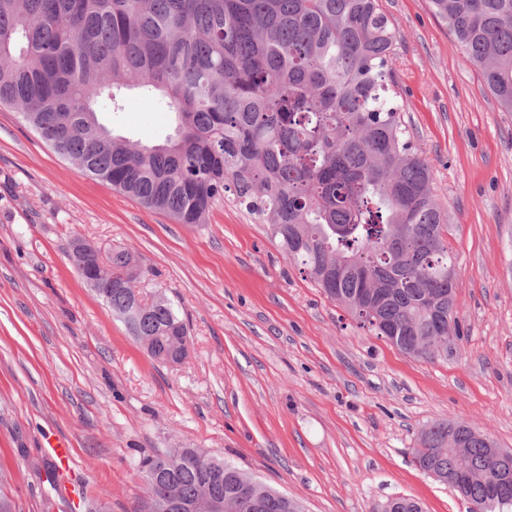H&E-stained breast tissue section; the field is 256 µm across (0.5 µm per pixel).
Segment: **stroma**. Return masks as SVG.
<instances>
[{
	"mask_svg": "<svg viewBox=\"0 0 512 512\" xmlns=\"http://www.w3.org/2000/svg\"><path fill=\"white\" fill-rule=\"evenodd\" d=\"M396 34L404 120L448 209L462 339L427 362L362 328L306 279L268 226L224 198L174 223L53 152L0 108V495L13 512H70L42 467L68 441L106 512H140L139 461L199 448L304 512H371L394 496L466 512L412 461L421 430L464 421L512 451V112L429 0H378ZM113 134L163 142L174 115L124 91ZM135 253L188 326L190 354L152 361L71 265L74 238Z\"/></svg>",
	"mask_w": 512,
	"mask_h": 512,
	"instance_id": "stroma-1",
	"label": "stroma"
}]
</instances>
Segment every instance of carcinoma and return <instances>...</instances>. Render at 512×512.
Listing matches in <instances>:
<instances>
[{"label":"carcinoma","mask_w":512,"mask_h":512,"mask_svg":"<svg viewBox=\"0 0 512 512\" xmlns=\"http://www.w3.org/2000/svg\"><path fill=\"white\" fill-rule=\"evenodd\" d=\"M512 111V0H429ZM395 33L376 0H0V107L19 112L82 173L163 213L204 224L232 193L268 224L300 272L360 325L403 354L448 360L457 325L454 257L445 206L417 152L389 63ZM157 92L175 136L140 145L98 122L115 91ZM86 247L76 271L154 361L188 333L164 296L128 285L140 268L127 250ZM343 272L330 275L329 269ZM488 435L466 422H434L412 449L438 481L464 471L468 512H512ZM144 512L166 499L227 512H302L300 503L197 448L139 463ZM373 512H423L390 497Z\"/></svg>","instance_id":"1"}]
</instances>
